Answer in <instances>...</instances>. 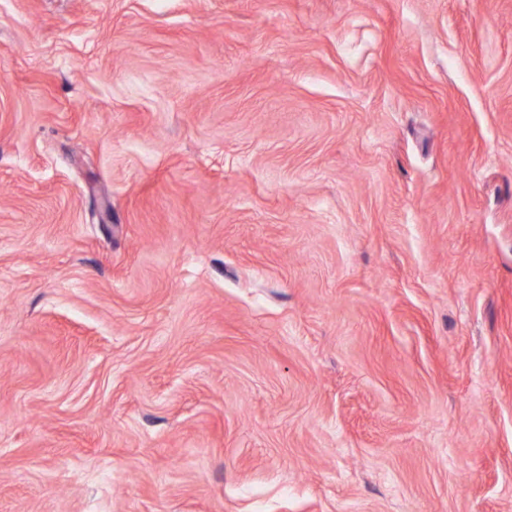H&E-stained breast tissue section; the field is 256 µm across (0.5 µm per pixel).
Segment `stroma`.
Wrapping results in <instances>:
<instances>
[{"label": "stroma", "mask_w": 512, "mask_h": 512, "mask_svg": "<svg viewBox=\"0 0 512 512\" xmlns=\"http://www.w3.org/2000/svg\"><path fill=\"white\" fill-rule=\"evenodd\" d=\"M0 512H512V0H0Z\"/></svg>", "instance_id": "stroma-1"}]
</instances>
